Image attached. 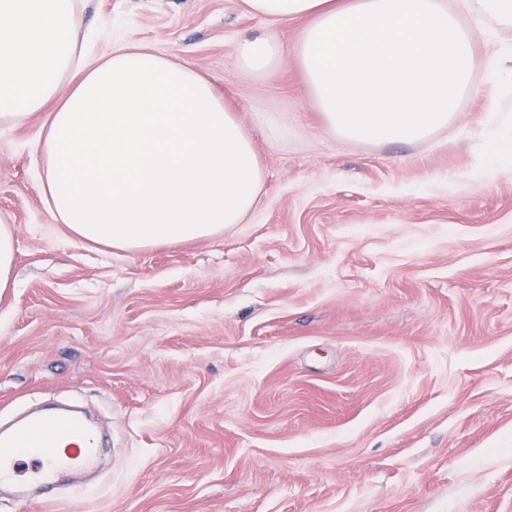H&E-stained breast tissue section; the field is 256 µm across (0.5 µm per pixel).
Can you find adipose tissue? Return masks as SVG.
<instances>
[{"instance_id":"obj_1","label":"adipose tissue","mask_w":512,"mask_h":512,"mask_svg":"<svg viewBox=\"0 0 512 512\" xmlns=\"http://www.w3.org/2000/svg\"><path fill=\"white\" fill-rule=\"evenodd\" d=\"M272 22L311 18L294 49L306 88L335 135L416 141L448 125L471 91L473 28L512 26V0H479L473 27L446 0H243ZM72 0H0V122L46 102L41 195L73 236L120 249L208 238L254 207L262 168L210 82L145 46L103 54L66 96L75 51ZM283 54L242 39L246 70Z\"/></svg>"}]
</instances>
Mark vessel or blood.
<instances>
[{"mask_svg":"<svg viewBox=\"0 0 512 512\" xmlns=\"http://www.w3.org/2000/svg\"><path fill=\"white\" fill-rule=\"evenodd\" d=\"M26 455L37 461L32 480L49 490L59 473L97 466L98 439L77 414L29 416L11 432L0 435V486L14 483L16 465Z\"/></svg>","mask_w":512,"mask_h":512,"instance_id":"b4317fda","label":"vessel or blood"}]
</instances>
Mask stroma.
Returning <instances> with one entry per match:
<instances>
[{"instance_id":"obj_1","label":"stroma","mask_w":512,"mask_h":512,"mask_svg":"<svg viewBox=\"0 0 512 512\" xmlns=\"http://www.w3.org/2000/svg\"><path fill=\"white\" fill-rule=\"evenodd\" d=\"M75 41L137 44L209 79L250 136L255 209L212 237L131 250L70 235L40 193L44 121L0 123V426L92 408L112 451L46 503L0 512H512V115L474 41L475 92L411 141L334 135L292 50L304 21L241 0H75ZM285 53L240 70L244 38ZM282 117L286 133L267 134ZM496 114L489 117L490 126H493L491 147L499 159L512 163V123L510 118L499 122ZM16 237L13 228L0 217V294L15 284Z\"/></svg>"}]
</instances>
